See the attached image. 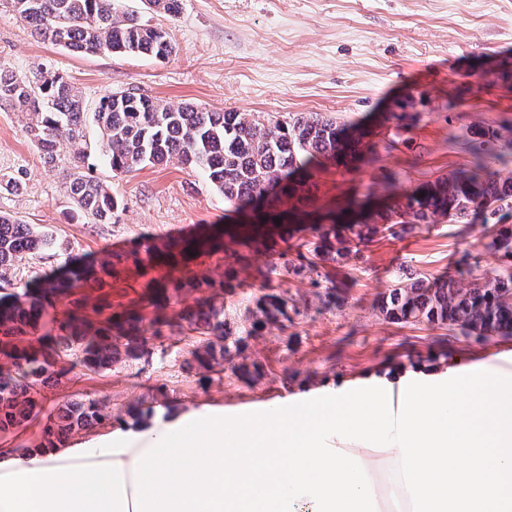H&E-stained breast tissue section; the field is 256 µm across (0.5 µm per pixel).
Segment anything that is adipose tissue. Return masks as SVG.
<instances>
[{
	"mask_svg": "<svg viewBox=\"0 0 512 512\" xmlns=\"http://www.w3.org/2000/svg\"><path fill=\"white\" fill-rule=\"evenodd\" d=\"M0 512H512V355L5 448Z\"/></svg>",
	"mask_w": 512,
	"mask_h": 512,
	"instance_id": "ef3b65f1",
	"label": "adipose tissue"
}]
</instances>
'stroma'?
Here are the masks:
<instances>
[{"mask_svg":"<svg viewBox=\"0 0 512 512\" xmlns=\"http://www.w3.org/2000/svg\"><path fill=\"white\" fill-rule=\"evenodd\" d=\"M152 22L167 31L176 56L76 55L32 37L25 22L0 11V61L20 72L41 66L63 74L91 105L107 92L126 91L175 106L366 122L375 162L347 174L329 163L318 168L324 204L382 190L389 181L411 191L464 167L469 157L449 136L475 127L493 133L490 169L512 159V0H184L177 17ZM389 112L402 115L400 133L384 123ZM25 125L22 113L0 109V174H22L25 183L19 193H0V213L48 233L55 246L52 258L24 262L22 280L70 254L100 260L145 235L224 221L223 197L191 169L147 165L116 177L94 156L89 175L110 183L119 205L108 224L71 220L75 205L59 171L44 163ZM502 224L512 225V210L487 225L444 222L378 235L350 260L325 263L316 284L304 274L269 275L270 257L255 256L239 274L241 288L223 299L227 317L241 318L256 296L282 291L288 316L248 338L234 356L250 377L190 368L192 338L168 329L151 339L149 361L96 373L61 365L44 406L50 411L73 397L104 403L107 420L76 434L87 440L121 421L138 428L139 413L149 408L246 406L339 378L511 352L512 338L400 324L380 310L395 280L467 279L498 267L500 256L487 243Z\"/></svg>","mask_w":512,"mask_h":512,"instance_id":"obj_1","label":"stroma"}]
</instances>
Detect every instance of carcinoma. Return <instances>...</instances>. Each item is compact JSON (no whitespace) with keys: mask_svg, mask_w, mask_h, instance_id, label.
<instances>
[{"mask_svg":"<svg viewBox=\"0 0 512 512\" xmlns=\"http://www.w3.org/2000/svg\"><path fill=\"white\" fill-rule=\"evenodd\" d=\"M146 2L157 15L174 17L182 9V0ZM0 10L18 16L36 35L85 54L167 59L176 53L167 33L128 11L124 0H0ZM1 106L24 114L26 133L45 162L62 166L63 186L77 215L109 224L118 207L112 188L81 170L88 153L96 152L117 176L149 164L190 166L224 197L231 222L180 237L144 238L132 250L112 252L98 263L72 255L16 291L8 274L50 250L53 239L0 215V435L40 415L59 363L94 372L108 369L150 354L146 334L160 337L164 327H185L197 333L194 360L212 369L218 364L212 338L224 341V358L265 324L288 317V301L277 294L257 298L240 325L231 323L224 305L215 303L224 289L236 287L238 270L256 255L279 256L280 263L271 268L276 275L317 274L319 262L331 254H350L349 233L358 240L366 233L395 236L427 228L436 216L450 223L486 224L498 212L512 209V171L488 170L480 139H464L467 167L420 190L400 191L391 184L382 192L389 203L377 210L351 196L320 214L307 210L314 171L325 162L346 172L372 162L374 145L367 141V128L318 112L281 119L190 104L175 107L131 92H109L94 108L100 137L90 143L86 104L74 86L58 73L41 69L27 75L2 62ZM63 144L65 157L60 154ZM357 210L359 220L353 218ZM290 231L298 235V265L279 250ZM490 247L503 259L493 272L474 276L465 287L450 276L411 283L399 279L382 302V312L402 323L512 337V229L498 230ZM201 257L222 264L224 274L216 279L196 270ZM159 268L165 270L163 276H149ZM132 270L143 279L140 301L156 310L148 326L133 309L114 311L103 299L90 310L85 301L72 298L75 289L97 283L101 275L116 281ZM203 290L211 296L196 307L167 313L182 293ZM63 302L66 309L60 316L54 309ZM106 418L95 401L68 400L48 415L42 437L52 448Z\"/></svg>","mask_w":512,"mask_h":512,"instance_id":"carcinoma-1","label":"carcinoma"}]
</instances>
